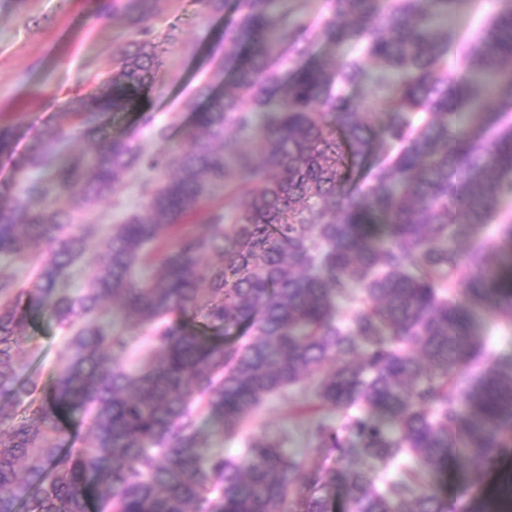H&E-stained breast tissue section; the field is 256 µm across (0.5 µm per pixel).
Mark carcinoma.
<instances>
[{
	"label": "carcinoma",
	"mask_w": 512,
	"mask_h": 512,
	"mask_svg": "<svg viewBox=\"0 0 512 512\" xmlns=\"http://www.w3.org/2000/svg\"><path fill=\"white\" fill-rule=\"evenodd\" d=\"M159 2L112 0L129 20L112 72L0 187V512H334L338 484L344 512H460L428 477L512 447V359H488L468 311L512 322V220L460 246L512 199V0L473 41L438 21L462 0H331L322 26L279 0H233L224 88H200L179 151L147 157L100 127L138 104L175 43L151 24ZM358 86L382 94L378 131ZM80 133L93 145L77 152ZM138 170L144 201L101 239L87 285L67 288L95 205ZM41 243L21 288L14 265ZM105 302L147 330L138 364L141 337L114 331ZM36 307L69 332L48 384L19 356ZM310 379L306 450L266 433L234 458L203 453L201 415L233 434ZM62 415L86 446L68 444Z\"/></svg>",
	"instance_id": "obj_1"
}]
</instances>
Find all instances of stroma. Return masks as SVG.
<instances>
[{"mask_svg":"<svg viewBox=\"0 0 512 512\" xmlns=\"http://www.w3.org/2000/svg\"><path fill=\"white\" fill-rule=\"evenodd\" d=\"M109 0H0V129L16 133L13 153L0 156V184L10 181L15 163L52 126H66L70 118L62 105L83 96L95 76L112 70V52L126 28L121 15L104 10ZM501 0H463L448 15V27L462 36L476 34L486 15L497 12ZM155 25L173 30L177 48L161 55V80L148 89L131 110L112 114L105 132L115 139L132 137L144 154L157 156L181 149L179 126L187 122L199 101L203 73L212 71L211 54L223 40L232 11L213 13L199 0H161ZM170 125L166 141L157 140L155 127ZM146 174L130 173L95 207L100 228H108L135 210L143 201L141 184ZM25 360L50 375L67 355L66 333L48 311L35 313L21 329ZM307 393L274 396L255 412L243 433L225 436L215 418L201 419L207 448L238 454L246 438L278 430L288 435L285 452L304 448L303 417L297 409ZM512 480V451L494 466L460 462L433 476L432 483L464 512H477L481 502L493 496L504 480Z\"/></svg>","mask_w":512,"mask_h":512,"instance_id":"stroma-1","label":"stroma"}]
</instances>
